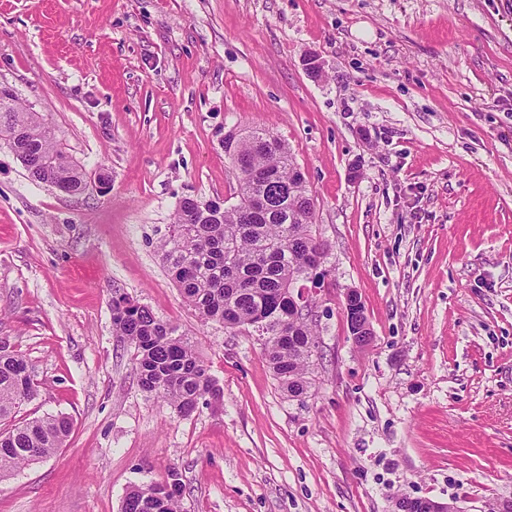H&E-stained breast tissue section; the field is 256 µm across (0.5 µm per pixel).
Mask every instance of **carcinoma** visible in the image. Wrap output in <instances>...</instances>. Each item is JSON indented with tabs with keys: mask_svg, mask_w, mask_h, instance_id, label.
Instances as JSON below:
<instances>
[{
	"mask_svg": "<svg viewBox=\"0 0 512 512\" xmlns=\"http://www.w3.org/2000/svg\"><path fill=\"white\" fill-rule=\"evenodd\" d=\"M236 137L237 203L211 202L201 211L194 197L183 198L159 251L185 302L205 321L229 329H258L263 348L280 386L293 397L311 386V357L318 348L312 312L288 299L306 287L313 260L324 262L326 245L313 236V198L305 178L295 180L288 145L263 129ZM0 141L12 152L44 157L47 168L30 172L40 183L62 181L83 192L91 176L74 162L53 137L48 122L0 93ZM255 195L270 204L252 222L243 209ZM113 335L134 346L141 389L166 402L178 415L189 416L216 396V385L190 342L177 327L126 295L112 297ZM35 393L25 358L0 341V420L16 417ZM71 431L64 415L25 420L0 432V480L25 465L51 456ZM181 491L168 483L130 487L121 512H180Z\"/></svg>",
	"mask_w": 512,
	"mask_h": 512,
	"instance_id": "carcinoma-1",
	"label": "carcinoma"
}]
</instances>
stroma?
<instances>
[{
    "label": "stroma",
    "mask_w": 512,
    "mask_h": 512,
    "mask_svg": "<svg viewBox=\"0 0 512 512\" xmlns=\"http://www.w3.org/2000/svg\"><path fill=\"white\" fill-rule=\"evenodd\" d=\"M1 86L107 181L63 194L0 143V339L37 386L17 418L72 422L0 512H121L173 473L182 512L512 498V0H0ZM252 129L288 144L328 246L299 398L158 253L183 197L235 204L222 141ZM116 292L178 327L220 403L140 388ZM359 307V295L355 290L349 289L345 293V301H344V314L347 320L348 329L353 337L354 341L360 345H366L370 342L372 338L371 329L368 325V322H360V324L355 325L354 328H351L348 323V315L352 312L356 311Z\"/></svg>",
    "instance_id": "stroma-1"
}]
</instances>
